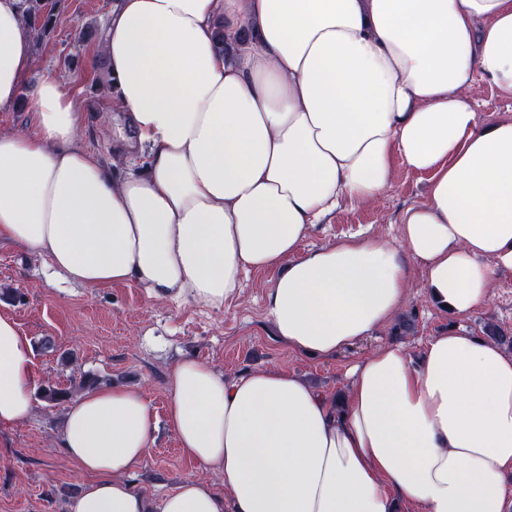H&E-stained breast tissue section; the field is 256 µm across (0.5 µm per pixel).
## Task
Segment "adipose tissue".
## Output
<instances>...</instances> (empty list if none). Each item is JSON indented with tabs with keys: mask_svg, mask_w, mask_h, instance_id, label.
<instances>
[{
	"mask_svg": "<svg viewBox=\"0 0 512 512\" xmlns=\"http://www.w3.org/2000/svg\"><path fill=\"white\" fill-rule=\"evenodd\" d=\"M24 0H0V111L33 68ZM99 52L124 150L83 144L88 102L44 73L23 132L0 134V242L46 277L223 309L277 269L266 311L297 352L335 356L382 329L415 274L468 314L512 270V120L484 122L473 74L512 99V0H115ZM145 151L118 174L125 152ZM429 174L396 243L302 250L342 201ZM32 341L0 312V426L34 408ZM166 420L224 477L147 500L127 476L152 446L140 390L69 404L60 444L93 474L69 512H512V354L452 330L420 358L384 345L342 401L276 367L229 380L179 361Z\"/></svg>",
	"mask_w": 512,
	"mask_h": 512,
	"instance_id": "1",
	"label": "adipose tissue"
}]
</instances>
